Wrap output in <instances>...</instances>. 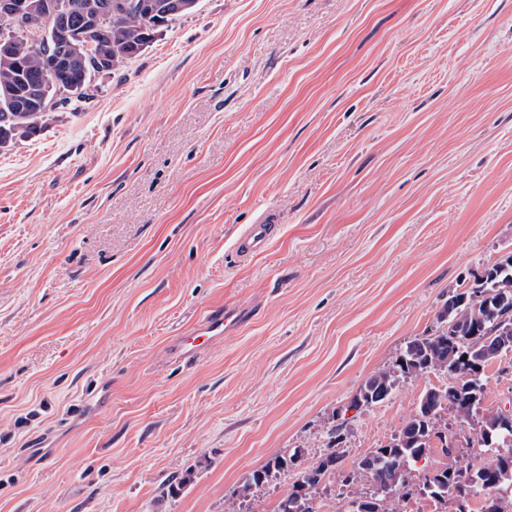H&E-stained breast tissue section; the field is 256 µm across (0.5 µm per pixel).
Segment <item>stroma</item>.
I'll use <instances>...</instances> for the list:
<instances>
[{"mask_svg": "<svg viewBox=\"0 0 512 512\" xmlns=\"http://www.w3.org/2000/svg\"><path fill=\"white\" fill-rule=\"evenodd\" d=\"M90 92L0 151V512H231L449 383L348 407L512 252V0H199ZM227 305L251 320L180 355ZM276 223L267 216L259 224L249 225L236 240V252L240 257H254L265 251L273 238ZM298 463L299 456L296 451L290 455L275 456L262 467L245 474L240 481L239 492H241L242 495H246L253 486L268 483L276 479L281 472L288 471L291 466L294 468L298 467Z\"/></svg>", "mask_w": 512, "mask_h": 512, "instance_id": "obj_1", "label": "stroma"}]
</instances>
